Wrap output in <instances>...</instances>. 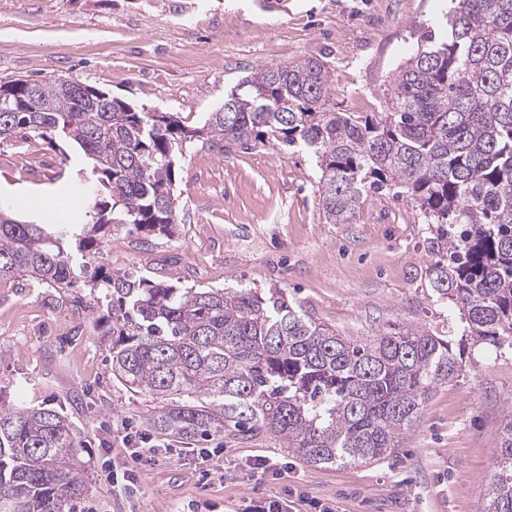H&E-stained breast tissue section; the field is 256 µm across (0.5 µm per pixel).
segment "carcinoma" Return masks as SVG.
<instances>
[{
  "label": "carcinoma",
  "mask_w": 512,
  "mask_h": 512,
  "mask_svg": "<svg viewBox=\"0 0 512 512\" xmlns=\"http://www.w3.org/2000/svg\"><path fill=\"white\" fill-rule=\"evenodd\" d=\"M451 2L447 35L418 36L370 115L329 106L317 57L256 68L196 128L110 95L79 99L60 77L12 80L0 135L58 133L97 178L80 227L0 216V280L76 288L71 251L97 258L128 226L173 233L175 155L193 138L221 151L301 148L316 159L326 223H353L372 193L410 202L432 233L433 295L458 306L464 336L512 349V0ZM91 285L103 289L112 377L153 404L143 424L159 438L266 433L312 465L379 461L462 372L446 336H345L284 288L180 287L103 263ZM499 442L481 512H512V421ZM82 453L57 408L1 405L0 512H71L91 488Z\"/></svg>",
  "instance_id": "cac0c4a2"
}]
</instances>
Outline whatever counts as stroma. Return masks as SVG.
Masks as SVG:
<instances>
[{
  "instance_id": "stroma-1",
  "label": "stroma",
  "mask_w": 512,
  "mask_h": 512,
  "mask_svg": "<svg viewBox=\"0 0 512 512\" xmlns=\"http://www.w3.org/2000/svg\"><path fill=\"white\" fill-rule=\"evenodd\" d=\"M448 0H0V81L63 76L139 108L202 125L225 92L270 62L328 63L329 102L380 110L422 27ZM172 237L115 232L105 264L182 287L286 288L308 315L349 336L448 330L452 307L425 286L427 225L411 204L367 200L350 224L326 223L319 171L304 151L228 152L194 141L177 158ZM82 153L59 137L0 140V211L39 222L61 198L82 217ZM107 317L90 288L0 282V404L61 410L86 441L90 494L75 512H478L512 421V349L466 344L462 375L437 386L396 456L313 466L273 437L205 445L152 438L153 464L112 488L142 447L145 402L112 377ZM269 458L256 476V456Z\"/></svg>"
}]
</instances>
